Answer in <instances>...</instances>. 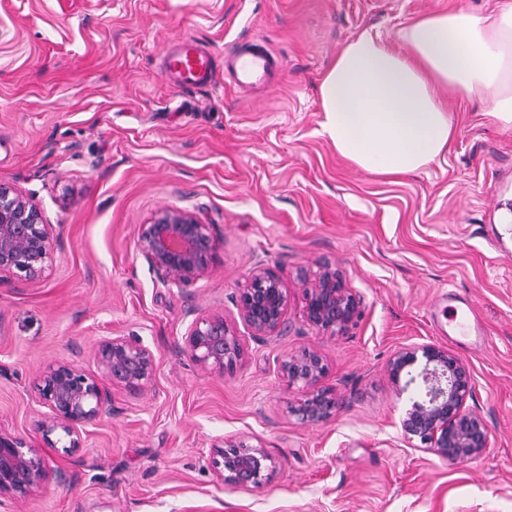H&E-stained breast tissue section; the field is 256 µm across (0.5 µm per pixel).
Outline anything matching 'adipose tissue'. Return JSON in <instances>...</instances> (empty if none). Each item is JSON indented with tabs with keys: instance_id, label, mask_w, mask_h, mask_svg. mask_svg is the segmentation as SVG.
Masks as SVG:
<instances>
[{
	"instance_id": "ef3b65f1",
	"label": "adipose tissue",
	"mask_w": 512,
	"mask_h": 512,
	"mask_svg": "<svg viewBox=\"0 0 512 512\" xmlns=\"http://www.w3.org/2000/svg\"><path fill=\"white\" fill-rule=\"evenodd\" d=\"M404 51L365 30L328 67L319 98L323 135L376 175H408L443 156L456 134L445 96L487 94L489 114L512 128V0L490 14L421 16L401 31Z\"/></svg>"
}]
</instances>
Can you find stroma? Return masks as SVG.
I'll use <instances>...</instances> for the list:
<instances>
[{
  "mask_svg": "<svg viewBox=\"0 0 512 512\" xmlns=\"http://www.w3.org/2000/svg\"><path fill=\"white\" fill-rule=\"evenodd\" d=\"M497 0H0V183L31 197L56 238L44 275L0 278V430L44 446L49 482L0 497V512H512V130L478 95L449 100L448 154L417 174L355 168L322 135L318 87L363 30L401 48L420 16ZM190 35L213 55L209 83L175 90L162 58ZM270 50L267 81L240 92L224 59ZM195 211L217 243L209 273L163 287L138 253L161 207ZM288 290V330L258 340L235 298L256 265ZM340 272L361 314L339 336L304 318L303 275ZM476 311L461 344L448 297ZM191 310L223 313L242 357L201 370L185 352ZM156 356L144 390L113 385L80 447H45L36 384L67 361L97 373L108 337ZM442 346L470 370L468 406L488 452L466 463L414 448L409 395L386 372L400 349ZM317 351L332 418L290 415L285 354ZM239 435L276 466L228 489L214 450Z\"/></svg>",
  "mask_w": 512,
  "mask_h": 512,
  "instance_id": "obj_1",
  "label": "stroma"
}]
</instances>
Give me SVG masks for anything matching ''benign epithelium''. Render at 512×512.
<instances>
[{"mask_svg":"<svg viewBox=\"0 0 512 512\" xmlns=\"http://www.w3.org/2000/svg\"><path fill=\"white\" fill-rule=\"evenodd\" d=\"M54 248L52 227L32 199L0 184V274L34 280L42 277ZM216 250L210 225L192 211L162 207L142 226L138 251L166 288H188L209 271ZM238 316L254 337L278 336L288 328V296L282 279L261 265L248 275L236 299ZM183 335L184 350L205 371H224L236 365L241 344L235 327L224 315L191 311ZM360 298L345 287L335 270L326 268L305 289L304 317L318 332L343 334L360 317ZM100 373L89 374L70 362L49 366L38 379L37 390L49 409L39 422L45 438L59 432L69 447L81 446L83 428L101 412L108 385L142 390L156 367L154 352L141 342L117 335L96 351ZM280 374L297 387L300 397L288 412L318 424L336 411V399L319 386L325 373L320 354L302 350L284 356ZM397 394L415 384L420 396L405 411L401 426L409 440L453 461L483 455L489 444V426L467 407L472 393L466 365L436 345L402 348L387 364ZM272 457L248 438L224 441L215 449L217 479L227 487L262 485L273 470ZM50 480L42 449L15 434L0 430V495L30 496Z\"/></svg>","mask_w":512,"mask_h":512,"instance_id":"1","label":"benign epithelium"}]
</instances>
